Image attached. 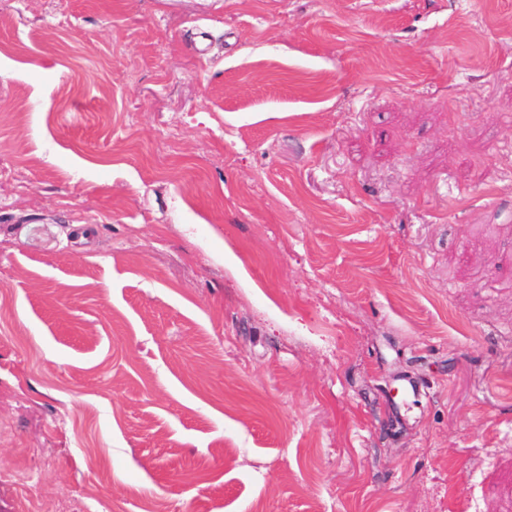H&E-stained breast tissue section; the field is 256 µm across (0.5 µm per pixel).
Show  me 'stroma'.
<instances>
[{"label":"stroma","mask_w":512,"mask_h":512,"mask_svg":"<svg viewBox=\"0 0 512 512\" xmlns=\"http://www.w3.org/2000/svg\"><path fill=\"white\" fill-rule=\"evenodd\" d=\"M43 502L512 512V0H0V512Z\"/></svg>","instance_id":"stroma-1"}]
</instances>
